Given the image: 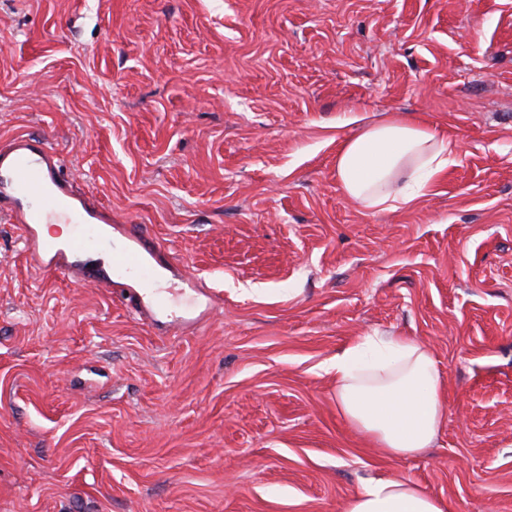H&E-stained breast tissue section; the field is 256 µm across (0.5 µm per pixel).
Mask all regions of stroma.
Returning a JSON list of instances; mask_svg holds the SVG:
<instances>
[{
    "instance_id": "stroma-1",
    "label": "stroma",
    "mask_w": 512,
    "mask_h": 512,
    "mask_svg": "<svg viewBox=\"0 0 512 512\" xmlns=\"http://www.w3.org/2000/svg\"><path fill=\"white\" fill-rule=\"evenodd\" d=\"M394 113L456 150L368 209L336 152ZM21 134L223 302L144 320L0 219V512H342L393 476L512 512V0H0ZM377 332L443 379L414 456L370 446L324 372Z\"/></svg>"
}]
</instances>
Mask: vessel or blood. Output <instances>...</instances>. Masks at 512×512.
Returning <instances> with one entry per match:
<instances>
[{
    "mask_svg": "<svg viewBox=\"0 0 512 512\" xmlns=\"http://www.w3.org/2000/svg\"><path fill=\"white\" fill-rule=\"evenodd\" d=\"M60 154L38 138L19 135L0 142V215L16 224L29 265L44 273L71 276L84 284L117 288L145 318L166 309L160 274L169 264L144 225L113 224L112 212L68 177ZM44 224H67L65 244L43 238ZM106 250L109 270L88 267L82 256Z\"/></svg>",
    "mask_w": 512,
    "mask_h": 512,
    "instance_id": "1",
    "label": "vessel or blood"
}]
</instances>
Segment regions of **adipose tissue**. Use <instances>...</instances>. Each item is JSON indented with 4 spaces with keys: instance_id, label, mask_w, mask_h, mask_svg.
Instances as JSON below:
<instances>
[{
    "instance_id": "1",
    "label": "adipose tissue",
    "mask_w": 512,
    "mask_h": 512,
    "mask_svg": "<svg viewBox=\"0 0 512 512\" xmlns=\"http://www.w3.org/2000/svg\"><path fill=\"white\" fill-rule=\"evenodd\" d=\"M454 152L438 131L409 114L363 124L336 154L343 191L369 209L413 205L448 168ZM325 371L335 384L342 417L394 457L430 447L446 418L443 382L433 354L412 338L358 337ZM447 503L401 478L372 480L352 495L343 512H447Z\"/></svg>"
}]
</instances>
